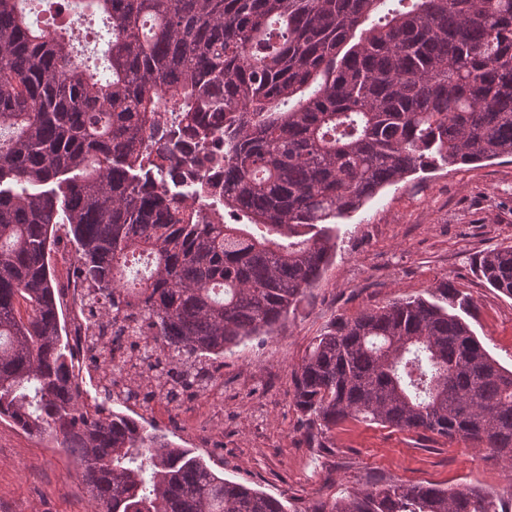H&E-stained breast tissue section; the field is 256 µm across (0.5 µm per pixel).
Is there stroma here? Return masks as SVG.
Masks as SVG:
<instances>
[{"mask_svg":"<svg viewBox=\"0 0 512 512\" xmlns=\"http://www.w3.org/2000/svg\"><path fill=\"white\" fill-rule=\"evenodd\" d=\"M337 227L336 252L297 310L271 336L225 358L223 399H201L190 415L167 420L120 402L113 410L191 449L225 479L280 499L288 512L391 480L489 487L512 512V470L484 444L350 419L316 448L293 402V374L334 319L429 297L444 279L470 299L465 319L489 354L512 369V298L478 271L484 252L512 242V158L413 174ZM94 510L72 455L0 418V512Z\"/></svg>","mask_w":512,"mask_h":512,"instance_id":"obj_1","label":"stroma"}]
</instances>
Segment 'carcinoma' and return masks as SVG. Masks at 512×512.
I'll list each match as a JSON object with an SVG mask.
<instances>
[{
    "label": "carcinoma",
    "mask_w": 512,
    "mask_h": 512,
    "mask_svg": "<svg viewBox=\"0 0 512 512\" xmlns=\"http://www.w3.org/2000/svg\"><path fill=\"white\" fill-rule=\"evenodd\" d=\"M0 0V418L78 457L97 512H288L167 435L87 408L51 275L80 255L93 317L143 342L133 382L169 403L321 278L330 224L441 161L512 157V0H84L110 74ZM174 121L160 127L161 94ZM224 136V210L160 184L181 133ZM22 184L47 185L30 194ZM141 258L150 274L128 279ZM481 277L512 298V244ZM438 301L339 318L294 372L308 437L362 419L486 445L512 466V370L441 281ZM306 512H508L476 485H367Z\"/></svg>",
    "instance_id": "cac0c4a2"
}]
</instances>
